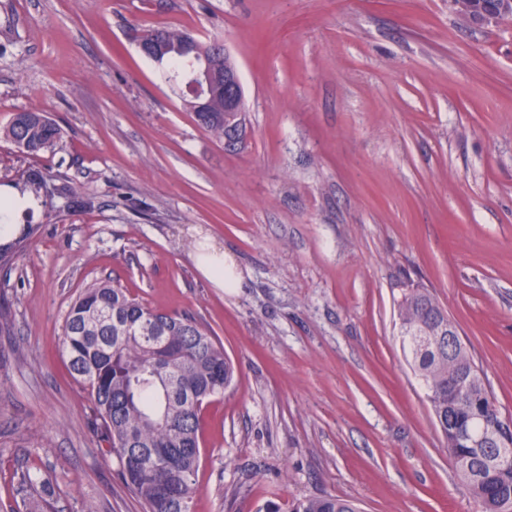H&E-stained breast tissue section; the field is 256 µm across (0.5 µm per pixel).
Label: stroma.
<instances>
[{"label": "stroma", "mask_w": 512, "mask_h": 512, "mask_svg": "<svg viewBox=\"0 0 512 512\" xmlns=\"http://www.w3.org/2000/svg\"><path fill=\"white\" fill-rule=\"evenodd\" d=\"M222 40L244 92L225 147L138 48ZM45 112L35 231L0 262V512L21 473L52 512H142L62 353L87 285L189 313L236 370L203 411L194 512L332 494L361 512H480L409 365L407 284L447 310L512 419V25L451 0H0V126ZM92 198L70 207L67 189ZM243 280L197 270L192 231ZM471 0H452L459 15L469 24L475 27H495L512 17L511 0L499 1L495 6H479L470 2ZM40 488L42 495L40 498L43 502L49 503V498L53 496V481L50 474L34 477L30 473L21 475L18 493L22 494V500L25 505V500L30 501L32 490ZM48 497V499H47Z\"/></svg>", "instance_id": "35a3bbf8"}]
</instances>
